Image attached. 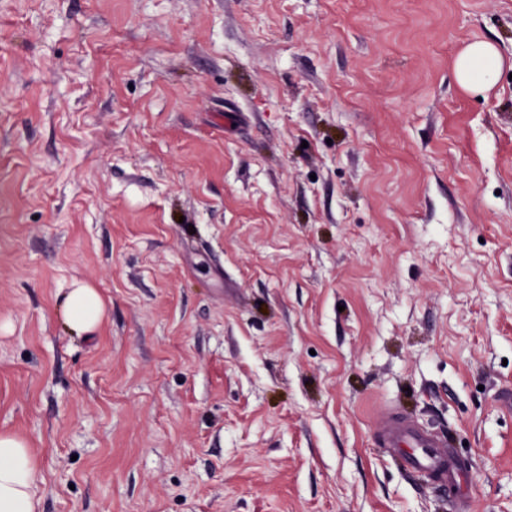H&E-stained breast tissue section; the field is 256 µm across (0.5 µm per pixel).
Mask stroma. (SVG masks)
Returning <instances> with one entry per match:
<instances>
[{
	"label": "stroma",
	"instance_id": "obj_1",
	"mask_svg": "<svg viewBox=\"0 0 512 512\" xmlns=\"http://www.w3.org/2000/svg\"><path fill=\"white\" fill-rule=\"evenodd\" d=\"M507 388L512 0H0V432L40 512H454L388 416L512 512ZM501 68L495 47L484 41L469 44L456 62V75L467 90H486L493 86ZM104 312V303L95 288L75 282L60 305L63 324L76 336L93 332ZM384 444L406 451V466L425 472L441 485L461 487L465 482L466 464L453 457L447 444L437 435L429 434L397 419L382 424Z\"/></svg>",
	"mask_w": 512,
	"mask_h": 512
}]
</instances>
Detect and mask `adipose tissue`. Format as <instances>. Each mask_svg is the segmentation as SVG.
Here are the masks:
<instances>
[{
	"label": "adipose tissue",
	"mask_w": 512,
	"mask_h": 512,
	"mask_svg": "<svg viewBox=\"0 0 512 512\" xmlns=\"http://www.w3.org/2000/svg\"><path fill=\"white\" fill-rule=\"evenodd\" d=\"M501 68L495 47L484 41L469 44L456 62L460 85L468 90L493 86ZM104 312L96 291L74 283L60 305L59 314L70 333L84 336L93 332ZM37 473L34 454L27 442L10 433H0V512H40L33 488Z\"/></svg>",
	"instance_id": "obj_1"
}]
</instances>
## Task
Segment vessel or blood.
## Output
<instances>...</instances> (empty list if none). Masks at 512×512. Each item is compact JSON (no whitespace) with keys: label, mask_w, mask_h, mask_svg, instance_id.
Instances as JSON below:
<instances>
[{"label":"vessel or blood","mask_w":512,"mask_h":512,"mask_svg":"<svg viewBox=\"0 0 512 512\" xmlns=\"http://www.w3.org/2000/svg\"><path fill=\"white\" fill-rule=\"evenodd\" d=\"M382 437L387 445L406 448L405 463L409 469L424 472L443 485L459 487L464 484L466 464L453 457L437 435L390 419L382 425Z\"/></svg>","instance_id":"1"}]
</instances>
